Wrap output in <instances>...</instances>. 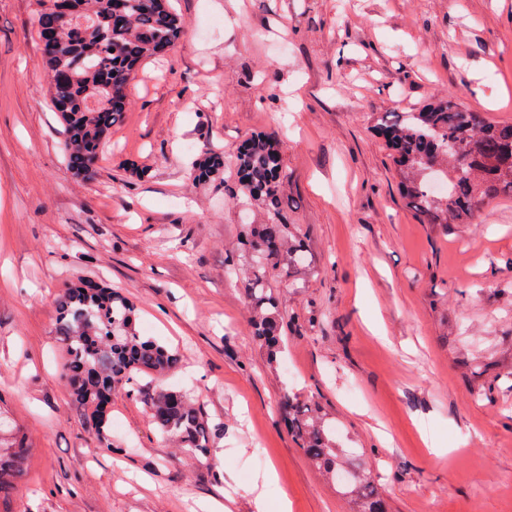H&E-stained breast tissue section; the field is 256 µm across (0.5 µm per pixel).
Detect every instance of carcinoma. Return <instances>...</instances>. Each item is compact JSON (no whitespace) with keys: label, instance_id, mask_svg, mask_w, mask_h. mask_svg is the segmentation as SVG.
Returning <instances> with one entry per match:
<instances>
[{"label":"carcinoma","instance_id":"carcinoma-1","mask_svg":"<svg viewBox=\"0 0 512 512\" xmlns=\"http://www.w3.org/2000/svg\"><path fill=\"white\" fill-rule=\"evenodd\" d=\"M34 23L51 100L62 126V149L73 174L91 180L95 165L128 108V87L147 59L172 50L186 31L170 0H38ZM405 202L424 224H471L479 209L512 197V122L484 118L454 100L417 112L376 118ZM224 152L210 148L191 178L215 184L224 178ZM236 198L244 209L262 205L269 220L247 224L226 257L235 269L248 264L252 335L275 368L283 363L284 318L268 274L282 265L294 276L305 268L306 238L288 223L281 140L253 133L235 157ZM55 331L70 396L100 441L108 439V394L123 384L145 406L150 424L195 457L209 453L212 424L184 393L157 384L180 363L168 345L142 335L136 309L120 292L92 281L71 284L55 301ZM288 432L309 464L349 499L353 512H387L374 465L345 447L318 408L286 400ZM29 449L0 448V492L13 486Z\"/></svg>","mask_w":512,"mask_h":512}]
</instances>
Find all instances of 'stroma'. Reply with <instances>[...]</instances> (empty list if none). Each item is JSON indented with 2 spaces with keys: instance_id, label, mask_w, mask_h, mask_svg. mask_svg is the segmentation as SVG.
Returning a JSON list of instances; mask_svg holds the SVG:
<instances>
[{
  "instance_id": "obj_1",
  "label": "stroma",
  "mask_w": 512,
  "mask_h": 512,
  "mask_svg": "<svg viewBox=\"0 0 512 512\" xmlns=\"http://www.w3.org/2000/svg\"><path fill=\"white\" fill-rule=\"evenodd\" d=\"M173 5L186 33L136 73L86 182L61 150L36 0H0V448L30 450L0 512H350L289 434V395L375 449L389 512H512V393L479 396L504 369L475 377L459 343L486 337L512 363V199L471 224L421 223L374 132L380 113L440 99L512 122V0ZM254 132L281 140L288 221L310 243L303 281L269 277L289 325L281 370L225 264L243 227L234 182L189 176L206 147L230 160ZM99 279L179 353L168 386L221 425L208 459L123 389L107 443L72 401L54 301Z\"/></svg>"
}]
</instances>
